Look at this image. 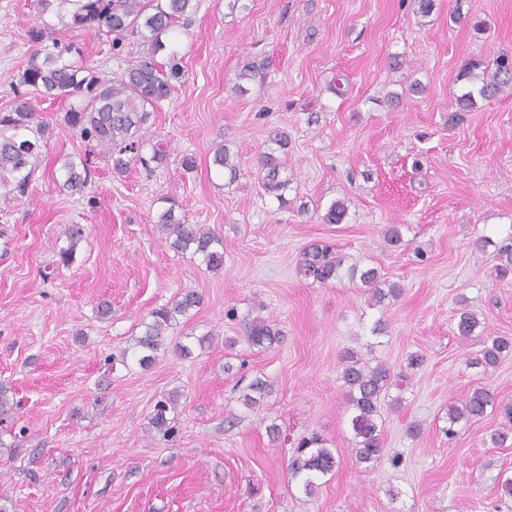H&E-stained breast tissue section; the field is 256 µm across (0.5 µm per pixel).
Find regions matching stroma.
Listing matches in <instances>:
<instances>
[{
    "label": "stroma",
    "mask_w": 512,
    "mask_h": 512,
    "mask_svg": "<svg viewBox=\"0 0 512 512\" xmlns=\"http://www.w3.org/2000/svg\"><path fill=\"white\" fill-rule=\"evenodd\" d=\"M199 0L172 47L183 75L154 112L148 139L171 145L155 172L113 173L92 161L81 194L54 175L85 142L65 122L67 103L41 101L50 134L25 195L0 196V383L20 405L28 437L0 456L6 512H512L511 431L499 411L459 425L448 408L479 387L512 402V354L486 369L470 358L497 336L512 338V278L499 279L496 251L512 239V91L478 100L456 125L448 114L464 90L457 74L472 58L512 53V0H435L428 16L413 0ZM35 0H0V110L14 102L28 31L51 29L82 47L114 77L141 47L113 46L95 30L70 29ZM462 20H455V12ZM403 58L395 67L394 58ZM264 64L248 81L245 63ZM348 84L346 95L334 89ZM422 94L402 98L411 83ZM245 93H237V84ZM288 134L286 205L265 192L255 158L271 128ZM230 144L240 157L233 184L211 165ZM195 166L183 170V156ZM177 215L224 239V269L208 272L161 241L164 199ZM348 207L342 223L325 213ZM84 237L71 265L58 263L66 225ZM404 243L387 245L388 225ZM333 245L343 268L374 267L401 284L400 298L373 307L360 281L326 284L297 267L312 243ZM201 307L169 332L212 334L184 359L167 352L147 369L108 370L155 308L180 292ZM110 303L111 315L99 312ZM480 324L456 333L460 309ZM234 317H227V310ZM262 317L283 334L261 350L244 336ZM388 333L373 343L370 328ZM405 370L422 366L382 405L385 458H354L342 356ZM256 377L272 384L256 408L239 399ZM177 393V430L150 426L155 399ZM278 425L288 442L272 441ZM322 435L341 458L312 494L291 480L294 443ZM400 457L392 465V457Z\"/></svg>",
    "instance_id": "obj_1"
}]
</instances>
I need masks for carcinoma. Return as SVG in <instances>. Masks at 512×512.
<instances>
[{
	"instance_id": "obj_1",
	"label": "carcinoma",
	"mask_w": 512,
	"mask_h": 512,
	"mask_svg": "<svg viewBox=\"0 0 512 512\" xmlns=\"http://www.w3.org/2000/svg\"><path fill=\"white\" fill-rule=\"evenodd\" d=\"M56 3L59 18H70L68 25L74 29H94L112 37L117 46L127 35L136 37L142 50L124 71L116 77L99 74L93 63L84 57L82 48L74 42L53 40L44 44L45 31L32 28L29 40L32 51L18 76L15 100L10 110L0 112V187L18 194L25 193L35 167L32 159L40 152L48 128L36 121L31 98L67 102V124L88 142V155L75 161L66 159L62 165V189L81 193L91 178L89 155L98 154L111 165L112 172L123 174L133 165L145 170L167 164L168 143L162 139L146 143L145 130L152 114L167 100L174 88L173 81L182 77L175 62L176 52H171L172 63L158 60L167 48L165 38H173L175 27L181 19L197 9L196 0H41L45 9ZM458 79L468 83L467 91L457 99V112L448 116L454 122L459 113L474 108L476 97L490 98L503 89L512 90V55L500 54L492 61L473 59L459 72ZM79 104L74 105L72 101ZM288 134L278 128L268 133L264 150L257 156L256 166L264 190L284 203L283 191L289 185L287 170ZM149 153H144V148ZM212 166L234 182L240 168L237 154L228 144L213 150ZM176 202H170L158 215L156 226L170 249L178 254H190L213 273L224 269V239L200 224H187L175 214ZM68 245L59 249L58 263L70 265L75 249L82 239L83 228L70 224L64 231ZM500 263L497 275H512V247L498 252ZM341 261L333 256V246L320 242L305 250L299 263L300 274L317 283L325 284L340 277ZM350 279H359L370 292L369 302L379 306L388 299H397L403 288L396 282L381 277L374 267L362 271L349 268ZM202 304V296L186 291L171 303L150 312V321L144 323L142 333L119 355L112 356V364L129 366L134 361L148 368L160 353L168 351L167 332L178 325L179 318L187 317ZM479 326L477 316L468 311L459 312L457 334L464 340L474 336ZM248 343L260 349H269L282 342V334L266 320L255 317L245 323ZM186 342L174 345V352L187 358L192 355V342L204 347L211 339L205 334L194 337L185 334ZM512 353V338L497 336L485 345L482 357L472 364L494 365ZM341 379L351 407L350 426L353 433L355 460L359 464H373L384 456L383 430L378 423L380 402L393 382L390 368L383 363L369 366L355 352L342 357ZM272 391L271 384L262 377L253 379L243 390L240 399L254 408ZM11 388L0 384V429L14 441L24 437L26 429L15 424L4 426L14 407L10 398ZM178 398L171 394L157 400L150 419L152 428L166 436L174 433L168 414L175 411ZM499 405L497 395L485 388L474 390L460 406L448 408V429L445 434L456 435L455 426L465 420L478 419L487 408ZM341 464L333 449L319 436L304 438L297 444V453L288 464L291 479L300 484L305 493L314 491L315 480L332 474Z\"/></svg>"
}]
</instances>
